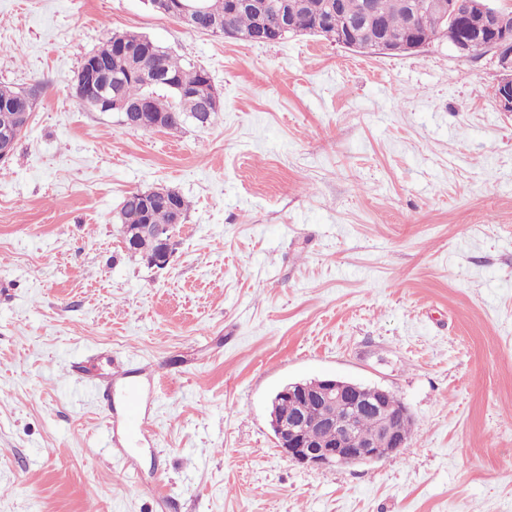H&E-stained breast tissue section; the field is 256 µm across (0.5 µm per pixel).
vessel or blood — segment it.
Here are the masks:
<instances>
[{
	"instance_id": "obj_1",
	"label": "vessel or blood",
	"mask_w": 512,
	"mask_h": 512,
	"mask_svg": "<svg viewBox=\"0 0 512 512\" xmlns=\"http://www.w3.org/2000/svg\"><path fill=\"white\" fill-rule=\"evenodd\" d=\"M75 379L96 394L104 407V446L111 456L126 457L125 445L130 437L152 434L151 417L136 396H129L122 410L117 411L112 405L111 379L90 376L81 367L76 369Z\"/></svg>"
}]
</instances>
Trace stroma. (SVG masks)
Masks as SVG:
<instances>
[{
    "instance_id": "1",
    "label": "stroma",
    "mask_w": 512,
    "mask_h": 512,
    "mask_svg": "<svg viewBox=\"0 0 512 512\" xmlns=\"http://www.w3.org/2000/svg\"><path fill=\"white\" fill-rule=\"evenodd\" d=\"M136 31L204 68L210 125L133 132L75 96ZM491 55L183 28L148 0H0V86L44 84L0 162V512H512V112ZM191 203L163 269L127 192ZM139 361L154 433L105 447L73 362ZM391 391L398 454L314 470L276 446L286 384Z\"/></svg>"
}]
</instances>
